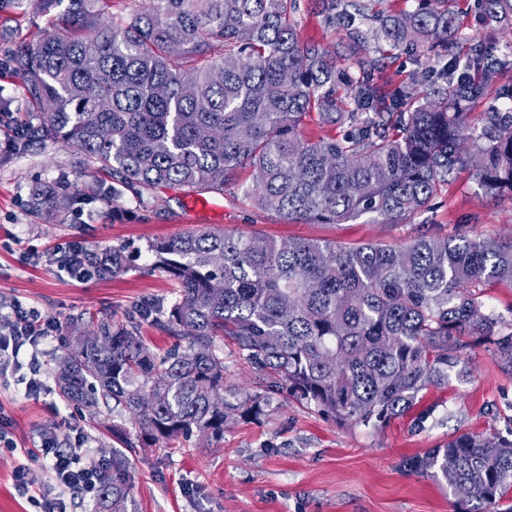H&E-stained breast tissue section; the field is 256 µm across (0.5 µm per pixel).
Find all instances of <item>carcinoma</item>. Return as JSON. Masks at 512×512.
<instances>
[{
    "label": "carcinoma",
    "instance_id": "carcinoma-1",
    "mask_svg": "<svg viewBox=\"0 0 512 512\" xmlns=\"http://www.w3.org/2000/svg\"><path fill=\"white\" fill-rule=\"evenodd\" d=\"M119 20L112 0H68L49 38L11 55L39 124L27 138L71 145L120 187L224 192L247 166L254 207L289 223L362 216L409 224L448 177L469 169L482 190L512 197V113L489 101L502 63L491 43L460 46L440 83L419 96L374 82L358 27L333 46L301 38L296 0H145ZM334 24L342 0H310ZM380 19L374 39L417 50L457 40L455 0H416ZM488 27L512 33V0H475ZM485 106L480 122L472 113ZM347 126L312 139L305 121ZM79 190L37 186L48 215L84 203ZM178 284L156 324L189 339L164 354L132 322L97 321L69 347L58 388L96 414L128 413L138 438L212 448L228 420L259 419L284 394L343 425L380 426L419 394L464 372L472 336L493 338L512 363V331L484 309L480 288H512V237L420 236L402 245H342L198 230L149 244ZM99 276L127 271L123 248L88 250ZM227 342L267 381L262 394L227 386ZM441 479L466 512H512V440L461 433L405 462ZM131 488L107 479L99 512H128Z\"/></svg>",
    "mask_w": 512,
    "mask_h": 512
}]
</instances>
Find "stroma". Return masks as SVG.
<instances>
[{
	"label": "stroma",
	"mask_w": 512,
	"mask_h": 512,
	"mask_svg": "<svg viewBox=\"0 0 512 512\" xmlns=\"http://www.w3.org/2000/svg\"><path fill=\"white\" fill-rule=\"evenodd\" d=\"M54 22V12L35 9L32 0H15L0 12V304L17 299L62 323L41 346L51 393H30L14 374L0 381V411L11 419L0 439V512H39L17 490L14 474L25 467L34 491L48 483L41 461L23 454L42 432L65 448L83 442L81 465L106 461L111 476L132 487L129 512H458L445 486L404 471L402 463L457 433L512 439V365L488 341L473 339L462 352L467 378L421 393L417 408L427 413L421 426L409 414L378 429L341 426L316 408L277 395L260 420L229 421L214 448H127L126 439L138 432L129 417H94L68 403L55 390L56 371L69 341L102 315L122 322L143 303L169 307L175 283L151 268L148 245L157 239L223 229L342 245H399L419 232L504 240L512 236V197H486L473 172L463 170L442 185L413 224L365 217L345 224H287L245 197L242 186L251 180L245 168L240 185L205 194L202 207L193 206V194L168 186L139 195L127 190L116 202L98 196L55 219L34 214L28 201L36 185L84 190L110 180L71 147L22 136L39 107L13 71L10 55L16 46L53 32ZM445 62L435 48L401 50L380 60L374 79L389 90L419 95ZM70 244L97 250L126 246L130 266L111 279L71 278L60 264Z\"/></svg>",
	"instance_id": "stroma-1"
}]
</instances>
